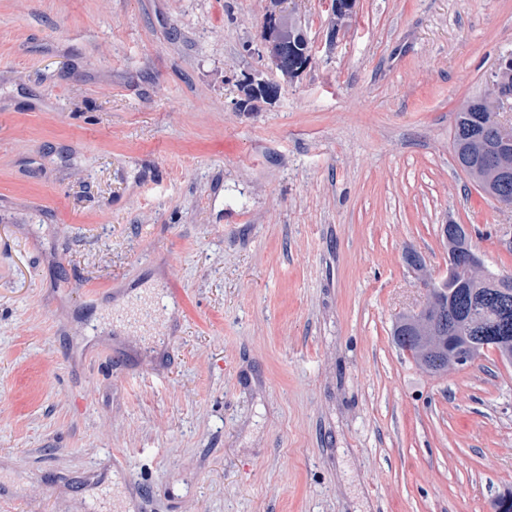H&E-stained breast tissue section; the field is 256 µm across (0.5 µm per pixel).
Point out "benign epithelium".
Masks as SVG:
<instances>
[{"label":"benign epithelium","mask_w":512,"mask_h":512,"mask_svg":"<svg viewBox=\"0 0 512 512\" xmlns=\"http://www.w3.org/2000/svg\"><path fill=\"white\" fill-rule=\"evenodd\" d=\"M271 8L266 13L267 34L264 39V51L261 56L270 60L275 67L282 64L283 55L288 46V20L282 10L285 0H269ZM246 99L252 97H275V90L266 83L248 79L243 87ZM496 137L490 141H481L478 157L484 159L490 170V180L507 188L512 184V130L494 124ZM480 274L479 281L486 286L497 288L508 296L512 294V276L499 275L487 268L483 259L472 247L463 252L448 253V269L444 277L429 284L427 304L437 303L438 310L430 320L422 312L409 316V320L418 325L422 335L437 333L442 337L443 351L448 353V364L467 366L478 359L479 350L487 347L488 342L509 340L507 336H472L466 342L459 340L458 328L448 318V283H462L474 279Z\"/></svg>","instance_id":"1"}]
</instances>
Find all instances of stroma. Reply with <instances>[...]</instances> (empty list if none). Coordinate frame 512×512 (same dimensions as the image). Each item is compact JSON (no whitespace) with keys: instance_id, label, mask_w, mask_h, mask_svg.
Listing matches in <instances>:
<instances>
[{"instance_id":"obj_1","label":"stroma","mask_w":512,"mask_h":512,"mask_svg":"<svg viewBox=\"0 0 512 512\" xmlns=\"http://www.w3.org/2000/svg\"><path fill=\"white\" fill-rule=\"evenodd\" d=\"M267 7L0 0V512L512 491V364L434 374L392 337L441 225L512 276V207L452 147L512 0H285L313 49L291 78L256 53Z\"/></svg>"}]
</instances>
